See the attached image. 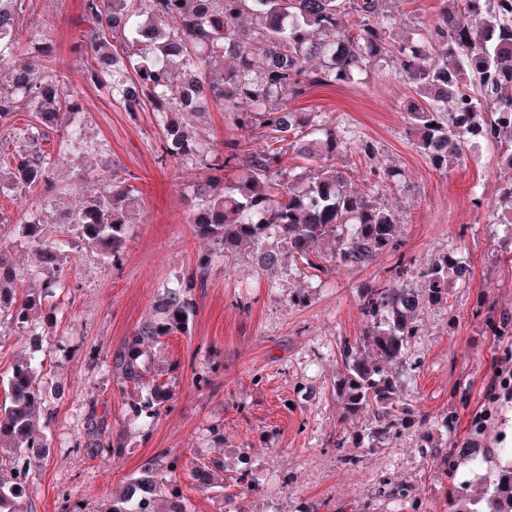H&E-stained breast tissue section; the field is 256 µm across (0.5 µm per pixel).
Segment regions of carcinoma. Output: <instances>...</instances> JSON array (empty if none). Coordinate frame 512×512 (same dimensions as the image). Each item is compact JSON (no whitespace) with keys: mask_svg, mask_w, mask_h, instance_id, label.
Wrapping results in <instances>:
<instances>
[{"mask_svg":"<svg viewBox=\"0 0 512 512\" xmlns=\"http://www.w3.org/2000/svg\"><path fill=\"white\" fill-rule=\"evenodd\" d=\"M17 4L0 0V66L15 48ZM83 10L89 22L82 30L87 76L127 111L148 106L156 112L163 126L161 149L174 161H210L191 119L212 103L247 104L234 113L236 128L264 130L258 146L246 136L225 144L221 164L237 169L235 178L215 176L195 188L192 234L210 239L217 258L251 247L264 269L292 262L320 270L323 260L363 268L383 251L400 247L398 215L374 200L398 173H375L370 195L352 188L336 166V158L348 151L336 127L288 106L314 85L346 82L357 72L392 62L414 86L415 96L403 105L409 133L437 170L448 169L450 160L464 161L472 148L512 137V0H448L427 41L395 40L400 21L386 9V0H83ZM351 14L355 19L347 25L344 19ZM313 58L320 68L310 71L307 62ZM22 99L38 113L40 124L14 128V136L29 141L31 149L17 156L11 187L22 195L40 185L49 193L51 156L38 140L42 129L58 124L61 113L79 112L81 105L66 98L60 72L38 61L14 69L10 84L0 87V123L11 120ZM290 153L305 161L300 169L285 163ZM135 191L121 178L112 193L89 195L70 220L87 246L114 262L121 259L131 214L142 205ZM490 223L512 224V179L499 189ZM23 232L50 279L39 293L18 297L15 269L0 253V318L16 324L30 322L35 308L53 317L54 288L61 285L66 265L59 249L42 239L40 224H25ZM405 273L401 266L392 280L367 290L361 304L369 322L363 345L371 355L353 350L343 361L339 394L346 416L372 413L373 438L398 434L415 421L414 413L394 405L395 385L385 366L402 361L415 319L425 308L448 301L449 286L463 278L447 255L421 272L417 293L401 284ZM191 315L187 291L165 287L151 316L112 352V374L122 391L140 392L134 402L139 415L152 419L171 399V388L150 378L145 351L164 336L186 334ZM38 352L16 361L0 401V470L10 473L9 481H0V512H18L30 472L47 448L45 438L33 431L43 379ZM492 413L491 408L483 413L474 438L462 447L434 451L441 477L454 480L463 464L497 462L500 451L488 447L481 433ZM107 430L106 416L91 407L79 447L89 456L116 451ZM181 469L208 489L224 462L149 459L113 501L112 512H156L158 477H175ZM383 490L419 512L410 489L390 482ZM450 491L453 512H512V456L485 484L480 499H469L463 487Z\"/></svg>","mask_w":512,"mask_h":512,"instance_id":"1","label":"carcinoma"}]
</instances>
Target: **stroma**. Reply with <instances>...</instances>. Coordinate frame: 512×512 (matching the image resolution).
<instances>
[{
	"label": "stroma",
	"mask_w": 512,
	"mask_h": 512,
	"mask_svg": "<svg viewBox=\"0 0 512 512\" xmlns=\"http://www.w3.org/2000/svg\"><path fill=\"white\" fill-rule=\"evenodd\" d=\"M444 0H390L399 36L429 31ZM41 25L55 48V62L68 93L82 105L68 123L47 129L40 145L52 157L57 192L34 188L18 195L0 188V249L21 279L18 289L37 288L47 277L20 217L41 221L61 243L66 279L59 303L44 327L43 381L50 395L42 409L49 453L29 478L21 512H59L63 499L87 512H108L109 495L127 484L151 457H219L226 475L249 481L245 512H401L385 496L383 482L402 484L424 502L426 512H449L451 497L428 450L461 447L471 435L497 366L512 367V333L500 335L479 307L512 314V231L490 223L486 205L512 176L494 147H480L464 164L435 170L410 141L402 107L413 87L391 67L360 72L353 80L310 87L292 101L294 110L317 113L348 141L374 144L372 156L348 154L336 165L352 185L368 191L375 171L399 176L380 205L396 211L401 246L369 266L343 265L317 272L287 264L262 271L250 253L211 263L204 285L189 277L213 246L192 236L191 187L213 176L211 165L172 162L160 149L163 129L154 112H127L85 75L80 49L86 28L82 0H23L17 63L36 56ZM22 107L0 124V176L27 142L14 128L37 124ZM80 127L82 142L70 127ZM212 156L240 138L228 108H211L196 124ZM120 169L137 188L145 208L129 225L119 263L88 248L68 217L87 187L112 190ZM485 205L476 208L475 197ZM452 253L471 270L454 282L447 303L426 308L402 362L392 368L401 400L429 423L399 436L371 438L373 417H343L338 386L343 353L368 327L361 313L367 288L389 280L399 264L403 284L420 285V273L439 255ZM303 286L304 300L294 295ZM188 289L193 316L187 334L170 336L148 359L168 382L173 400L149 423H141L112 374V351L149 315L163 287ZM109 412L120 453L89 456L76 449L90 407ZM454 417L449 431L434 427ZM355 458L345 465L341 456Z\"/></svg>",
	"instance_id": "obj_1"
}]
</instances>
